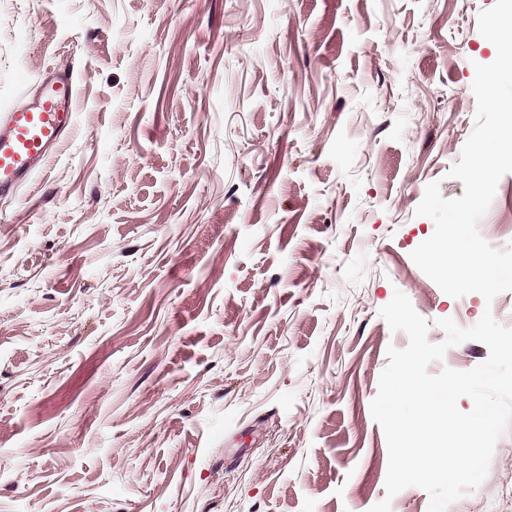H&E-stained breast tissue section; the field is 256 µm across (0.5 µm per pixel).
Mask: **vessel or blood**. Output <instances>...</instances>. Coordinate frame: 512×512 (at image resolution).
<instances>
[{"instance_id": "b4317fda", "label": "vessel or blood", "mask_w": 512, "mask_h": 512, "mask_svg": "<svg viewBox=\"0 0 512 512\" xmlns=\"http://www.w3.org/2000/svg\"><path fill=\"white\" fill-rule=\"evenodd\" d=\"M76 100L73 73L57 72L0 114V197L15 194L58 150L74 127Z\"/></svg>"}]
</instances>
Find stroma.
Wrapping results in <instances>:
<instances>
[{"label": "stroma", "mask_w": 512, "mask_h": 512, "mask_svg": "<svg viewBox=\"0 0 512 512\" xmlns=\"http://www.w3.org/2000/svg\"><path fill=\"white\" fill-rule=\"evenodd\" d=\"M495 0H0V113L71 70L76 124L0 199V512H369L395 291L475 125ZM512 249V173L479 223ZM448 512H512V432Z\"/></svg>", "instance_id": "1"}]
</instances>
